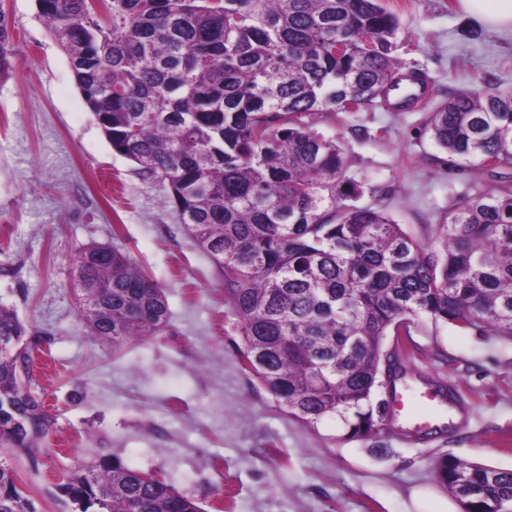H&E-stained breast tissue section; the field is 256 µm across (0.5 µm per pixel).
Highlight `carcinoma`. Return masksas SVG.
<instances>
[{
	"mask_svg": "<svg viewBox=\"0 0 512 512\" xmlns=\"http://www.w3.org/2000/svg\"><path fill=\"white\" fill-rule=\"evenodd\" d=\"M37 4L112 150L167 184L240 319L245 366L293 420L332 418L338 441L380 448L416 320L512 342V182L460 196L428 252L382 210L346 203L341 143L313 129L425 83L400 73L401 23L380 0H110L107 24L92 0ZM14 55L0 9V79ZM426 127L448 168L512 172L511 91H458ZM73 277L79 321L114 352L170 324L164 289L117 248H79ZM28 335L0 304V337ZM32 351L0 357V447L29 457L54 424L24 396ZM433 473L462 512H512L511 469L446 453ZM143 475L114 456L77 464L57 491L69 512H203ZM0 512H34L1 463Z\"/></svg>",
	"mask_w": 512,
	"mask_h": 512,
	"instance_id": "obj_1",
	"label": "carcinoma"
}]
</instances>
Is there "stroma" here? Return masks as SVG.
Masks as SVG:
<instances>
[{
    "label": "stroma",
    "mask_w": 512,
    "mask_h": 512,
    "mask_svg": "<svg viewBox=\"0 0 512 512\" xmlns=\"http://www.w3.org/2000/svg\"><path fill=\"white\" fill-rule=\"evenodd\" d=\"M398 15L397 56L424 74L423 106L327 112L315 129L339 140L354 203L387 212L430 251L435 226L485 169L435 163L425 129L448 94L483 83L512 91V33L488 30L458 0H383ZM16 54L0 79V303L34 336L33 386L55 418L49 450L0 449L36 512H64L58 477L83 460L118 456L172 484L203 512H459L434 480L451 453L512 469V344L418 321L409 371L452 384L469 409L460 429L425 443L390 435L392 455L337 442L334 421L311 430L243 364L240 323L208 258L167 205V189L112 151L35 0H0ZM127 252L165 289L166 332L112 352L77 318L72 271L79 247ZM224 463L216 481L207 463Z\"/></svg>",
    "instance_id": "35a3bbf8"
}]
</instances>
